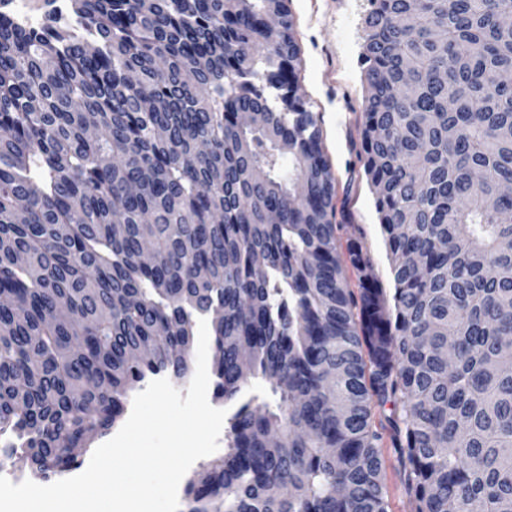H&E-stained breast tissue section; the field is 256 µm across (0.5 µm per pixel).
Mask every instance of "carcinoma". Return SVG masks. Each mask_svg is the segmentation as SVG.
Wrapping results in <instances>:
<instances>
[{"label": "carcinoma", "mask_w": 512, "mask_h": 512, "mask_svg": "<svg viewBox=\"0 0 512 512\" xmlns=\"http://www.w3.org/2000/svg\"><path fill=\"white\" fill-rule=\"evenodd\" d=\"M68 2L0 10V453L77 467L209 316L238 407L186 512H388L385 430L414 512H512V0H368L391 306L339 251L288 0Z\"/></svg>", "instance_id": "1"}]
</instances>
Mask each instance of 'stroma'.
I'll return each instance as SVG.
<instances>
[{"mask_svg":"<svg viewBox=\"0 0 512 512\" xmlns=\"http://www.w3.org/2000/svg\"><path fill=\"white\" fill-rule=\"evenodd\" d=\"M300 48L297 93L314 113L335 178L334 204L345 220L339 244L356 239L371 276L393 294L392 259L359 155L365 95L362 52L367 0H290Z\"/></svg>","mask_w":512,"mask_h":512,"instance_id":"35a3bbf8","label":"stroma"}]
</instances>
